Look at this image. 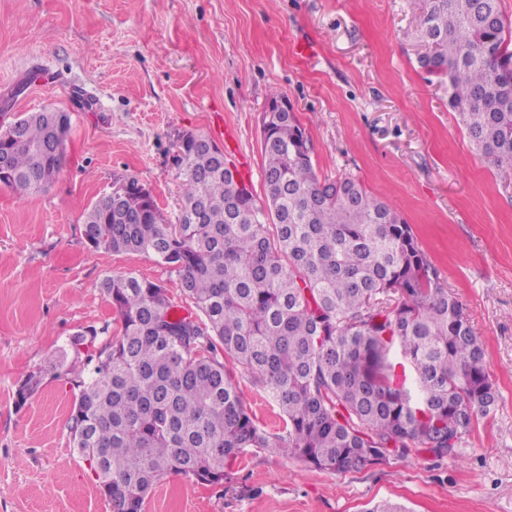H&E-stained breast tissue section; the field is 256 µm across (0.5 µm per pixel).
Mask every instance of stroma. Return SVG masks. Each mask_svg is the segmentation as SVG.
Returning a JSON list of instances; mask_svg holds the SVG:
<instances>
[{
	"mask_svg": "<svg viewBox=\"0 0 512 512\" xmlns=\"http://www.w3.org/2000/svg\"><path fill=\"white\" fill-rule=\"evenodd\" d=\"M424 0H0V115L69 112L47 190L0 187V512H111L74 450V393L50 363L81 327L120 329L101 290L135 273L186 304L145 253L88 246L83 212L127 177L167 222L182 204L178 135L223 146L263 197L271 93L295 112L318 175H350L411 225L462 303L499 390L459 457L336 474L251 448L223 483L168 474L146 512H512V168L477 152L448 86L418 64ZM42 383L23 408L15 391Z\"/></svg>",
	"mask_w": 512,
	"mask_h": 512,
	"instance_id": "stroma-1",
	"label": "stroma"
}]
</instances>
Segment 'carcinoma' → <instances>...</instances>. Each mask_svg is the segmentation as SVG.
Listing matches in <instances>:
<instances>
[{"mask_svg": "<svg viewBox=\"0 0 512 512\" xmlns=\"http://www.w3.org/2000/svg\"><path fill=\"white\" fill-rule=\"evenodd\" d=\"M420 68L448 81V104L470 144L512 167V23L500 0H425ZM70 114L30 112L0 127L22 195L60 172ZM174 157L178 223L135 178L85 212L83 237L113 253H146L178 275L192 310L133 273L102 284L120 333L80 329L51 368L76 390L73 448L112 512H144L176 472L220 484L248 448H272L346 473L421 451L457 457L495 406L481 341L410 225L351 176L320 177L293 112H266L265 202L226 175L224 151L186 132ZM280 409L275 434L245 406L239 377ZM16 390L23 407L39 388Z\"/></svg>", "mask_w": 512, "mask_h": 512, "instance_id": "cac0c4a2", "label": "carcinoma"}]
</instances>
